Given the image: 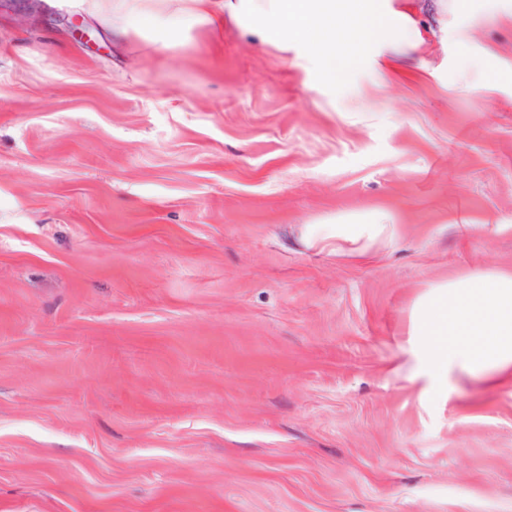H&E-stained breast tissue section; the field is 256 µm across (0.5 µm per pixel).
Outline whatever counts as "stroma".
<instances>
[{"label": "stroma", "mask_w": 512, "mask_h": 512, "mask_svg": "<svg viewBox=\"0 0 512 512\" xmlns=\"http://www.w3.org/2000/svg\"><path fill=\"white\" fill-rule=\"evenodd\" d=\"M387 6L424 41L342 92L230 20L0 10V512H512V383L406 333L512 270V0ZM373 209L369 261L302 241Z\"/></svg>", "instance_id": "stroma-1"}]
</instances>
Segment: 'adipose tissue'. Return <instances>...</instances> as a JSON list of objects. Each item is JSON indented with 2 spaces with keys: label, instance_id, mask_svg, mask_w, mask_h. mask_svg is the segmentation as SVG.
Returning a JSON list of instances; mask_svg holds the SVG:
<instances>
[{
  "label": "adipose tissue",
  "instance_id": "ef3b65f1",
  "mask_svg": "<svg viewBox=\"0 0 512 512\" xmlns=\"http://www.w3.org/2000/svg\"><path fill=\"white\" fill-rule=\"evenodd\" d=\"M95 14L103 4L121 13L128 27L167 33L180 18L219 30L225 20L249 18L261 40L276 36L280 49L302 42L324 79L338 89L350 84L354 65L381 36L417 44L422 35L404 25L392 30L380 0H82ZM307 246L369 257L375 246L392 244L397 226L390 212L372 210L337 217L332 224H306ZM408 333L422 340V355L441 378L453 372L512 374V271H477L435 284L420 299Z\"/></svg>",
  "mask_w": 512,
  "mask_h": 512
}]
</instances>
